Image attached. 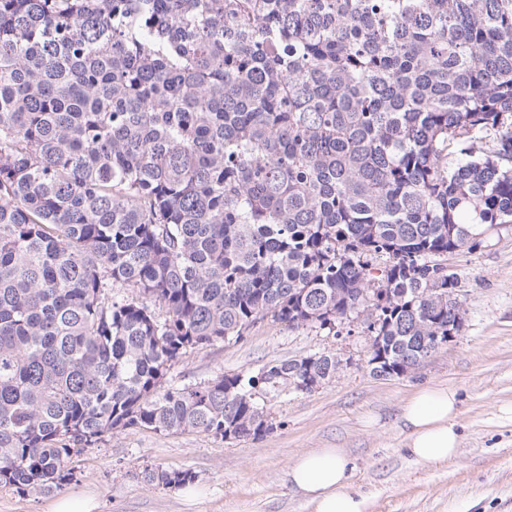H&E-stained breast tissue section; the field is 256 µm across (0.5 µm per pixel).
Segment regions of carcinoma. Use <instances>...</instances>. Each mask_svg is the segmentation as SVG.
Returning a JSON list of instances; mask_svg holds the SVG:
<instances>
[{"label":"carcinoma","instance_id":"obj_1","mask_svg":"<svg viewBox=\"0 0 512 512\" xmlns=\"http://www.w3.org/2000/svg\"><path fill=\"white\" fill-rule=\"evenodd\" d=\"M502 224L512 0H0V487L60 491L113 431L264 437L257 393L336 356L165 383L268 318L360 317L410 373Z\"/></svg>","mask_w":512,"mask_h":512}]
</instances>
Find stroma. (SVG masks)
Returning a JSON list of instances; mask_svg holds the SVG:
<instances>
[{
    "label": "stroma",
    "mask_w": 512,
    "mask_h": 512,
    "mask_svg": "<svg viewBox=\"0 0 512 512\" xmlns=\"http://www.w3.org/2000/svg\"><path fill=\"white\" fill-rule=\"evenodd\" d=\"M449 263L462 280L464 326L413 372L373 376L363 334L264 321L240 341L186 354L170 367L167 384L254 374L312 354L336 355L344 367L309 393L259 395L273 423L259 440L112 432L74 458L76 477L65 494L94 493L99 512H311L289 487L287 468L304 450L342 448L355 465L352 487L365 497L366 512H512V231ZM435 384L458 394L462 442L455 459L425 465L407 453L397 419L415 388ZM148 465L195 473V498L143 482Z\"/></svg>",
    "instance_id": "obj_1"
}]
</instances>
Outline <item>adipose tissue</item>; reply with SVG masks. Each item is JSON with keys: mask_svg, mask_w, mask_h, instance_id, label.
<instances>
[{"mask_svg": "<svg viewBox=\"0 0 512 512\" xmlns=\"http://www.w3.org/2000/svg\"><path fill=\"white\" fill-rule=\"evenodd\" d=\"M459 399L454 389L425 386L402 404L400 426L408 453L423 464L456 458L461 445ZM354 466L340 448L306 450L292 460L287 479L313 512H365L366 501L350 487Z\"/></svg>", "mask_w": 512, "mask_h": 512, "instance_id": "obj_1", "label": "adipose tissue"}]
</instances>
